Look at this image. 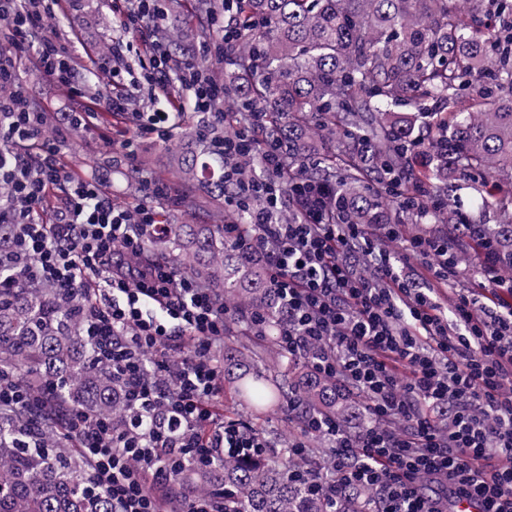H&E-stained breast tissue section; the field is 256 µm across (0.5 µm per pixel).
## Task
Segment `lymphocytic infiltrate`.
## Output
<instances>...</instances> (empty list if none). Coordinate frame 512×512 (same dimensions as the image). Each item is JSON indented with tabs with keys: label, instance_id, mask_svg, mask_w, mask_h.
<instances>
[{
	"label": "lymphocytic infiltrate",
	"instance_id": "lymphocytic-infiltrate-1",
	"mask_svg": "<svg viewBox=\"0 0 512 512\" xmlns=\"http://www.w3.org/2000/svg\"><path fill=\"white\" fill-rule=\"evenodd\" d=\"M43 21L41 12L0 0V45L34 51L45 75L83 95L63 45L48 36L31 43L32 28ZM124 52L123 43H114L97 62L117 88L105 108L126 115L135 132L167 138L169 111L132 113L133 91L113 64ZM179 71L192 111L217 112L223 86L195 62H181ZM17 83L13 67L0 61V184L22 203L18 210L0 208V220L19 227L0 265L61 288L97 281L91 328L113 373L128 386L131 419L118 434L100 418L79 415L81 450L114 512H168L170 499L155 488L174 468L244 449L260 454L269 446L265 435L234 421L215 422L210 411L224 380L223 363L211 355L224 338V311L209 289L186 281L170 292L163 265L137 264L145 236L164 234L166 225L149 208L130 221L103 181L65 176L58 137L41 136V118ZM219 150L231 187L224 196V238L262 251L288 313L282 350L299 357L321 345L311 371L360 393L376 421L354 437L336 422L307 416L295 453H304L306 436L319 435L336 455L319 486L331 495L340 487L370 486L379 512H448L449 498L428 489L437 483L450 487L451 498L480 500L483 512H512V307L487 306L464 289L453 308H445L440 293L458 276L447 241L408 240L407 258L426 261L427 280L419 282L386 247L399 237L398 225L340 223L329 209L335 187L277 181L286 156L268 138L258 108L221 138ZM253 154L260 171L241 179L236 163ZM58 185L63 191L47 224L39 207ZM286 205L295 218L284 224L277 215ZM241 211L248 223L234 221ZM438 412L447 414V430L439 429Z\"/></svg>",
	"mask_w": 512,
	"mask_h": 512
}]
</instances>
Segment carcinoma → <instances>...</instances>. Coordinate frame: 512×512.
<instances>
[{
	"mask_svg": "<svg viewBox=\"0 0 512 512\" xmlns=\"http://www.w3.org/2000/svg\"><path fill=\"white\" fill-rule=\"evenodd\" d=\"M187 14L168 34L173 66L185 43L203 32L219 0H164ZM230 19L239 46L224 72V108L256 106L288 155L283 181L332 183L341 220L409 224L422 238L447 235L455 259L475 244L486 269L512 277V0H235ZM224 126L197 112L165 148L168 172L191 183L178 195L187 212L205 197L224 199ZM396 177L413 196L435 200L424 211L390 194ZM479 203L466 214L458 195ZM491 212L494 223L485 222ZM146 250L169 267L172 283L200 282L224 304V318L273 346L282 308L264 264L246 246L224 240V214L212 224H170ZM0 377L32 391L29 403L0 412V512H112V499L81 473L84 462L67 432L70 416L90 413L124 428V383L86 334L87 288L35 284L1 271ZM245 336L224 343L229 398L255 419L299 397L290 418L309 412L342 426L362 420L351 390L309 375L304 361L282 372ZM335 454L311 443L297 456L268 448L187 465L168 486L189 512L199 495L224 500V512H375L365 488L311 493L314 471L334 468Z\"/></svg>",
	"mask_w": 512,
	"mask_h": 512,
	"instance_id": "cac0c4a2",
	"label": "carcinoma"
}]
</instances>
